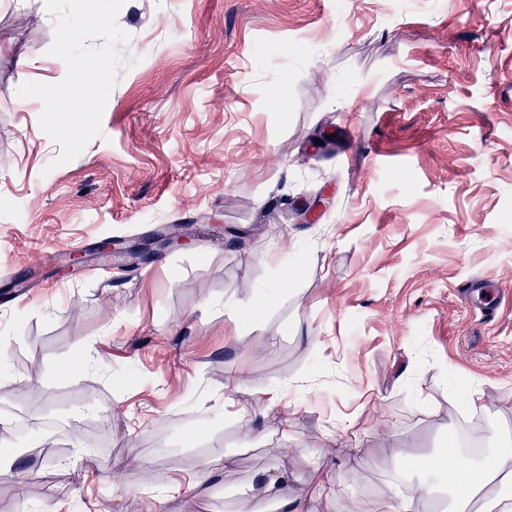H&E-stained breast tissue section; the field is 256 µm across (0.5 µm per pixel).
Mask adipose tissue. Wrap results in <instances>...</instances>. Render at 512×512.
<instances>
[{
    "label": "adipose tissue",
    "mask_w": 512,
    "mask_h": 512,
    "mask_svg": "<svg viewBox=\"0 0 512 512\" xmlns=\"http://www.w3.org/2000/svg\"><path fill=\"white\" fill-rule=\"evenodd\" d=\"M453 482L461 493L451 504L453 512L465 504L472 512H512V441H499L478 468L460 458ZM432 493V488L403 483L391 495L353 500L349 512H420L422 499ZM308 499L306 491L292 488L289 476L269 472L240 500L236 512H307Z\"/></svg>",
    "instance_id": "obj_1"
}]
</instances>
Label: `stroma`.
Instances as JSON below:
<instances>
[{
  "label": "stroma",
  "instance_id": "obj_1",
  "mask_svg": "<svg viewBox=\"0 0 512 512\" xmlns=\"http://www.w3.org/2000/svg\"><path fill=\"white\" fill-rule=\"evenodd\" d=\"M117 23L138 62L55 168L17 105L65 75L55 19L0 0V417L71 445L1 459L0 512H233L272 469L369 499L402 452L451 501L449 436L478 412L512 438V294L488 323L462 292L512 286V0H126ZM300 196L316 223L286 219ZM170 224L158 257L100 249ZM277 296L278 293L275 289H263L258 292L249 304L239 308L237 318L233 322V328L227 335L237 336L240 327L244 323L255 321L263 310L275 303Z\"/></svg>",
  "mask_w": 512,
  "mask_h": 512
}]
</instances>
